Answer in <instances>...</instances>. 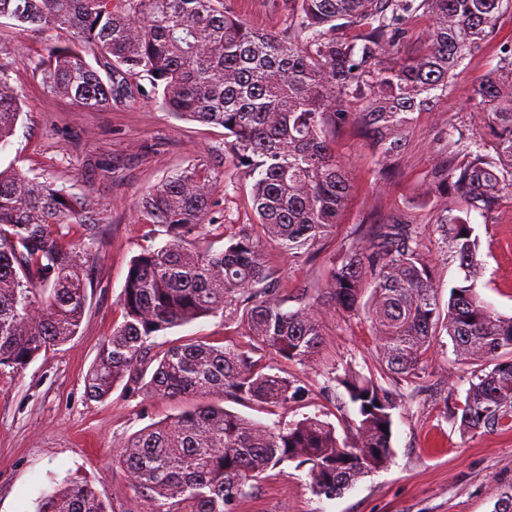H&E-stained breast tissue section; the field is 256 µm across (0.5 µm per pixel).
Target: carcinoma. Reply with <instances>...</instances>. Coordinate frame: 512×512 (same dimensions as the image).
<instances>
[{"instance_id": "obj_1", "label": "carcinoma", "mask_w": 512, "mask_h": 512, "mask_svg": "<svg viewBox=\"0 0 512 512\" xmlns=\"http://www.w3.org/2000/svg\"><path fill=\"white\" fill-rule=\"evenodd\" d=\"M507 10L512 0H288L283 36L250 28L226 0H0V18L45 35L30 70L47 94L97 111L159 94L176 117L223 128L234 164L226 181L206 161L190 163L138 201L140 220L164 240L130 262L122 321L86 375V397L103 402L126 381L167 399L228 393L284 408L301 401L304 387L265 371L252 354L312 362L321 311L314 303L285 307L266 246L307 253L340 223L352 185L333 147L336 130L360 127L381 178L394 179L417 115L448 97L456 71ZM420 11L432 24L405 54L407 25ZM61 31L72 41H60ZM15 66V55L0 56V151L23 113ZM472 100L485 136L448 131L451 149L440 151L426 187L460 270L446 307L420 225L400 218L359 225L326 290L334 310L355 314L371 289L366 314L389 381L420 377L434 339L446 333L458 360L478 364L461 427L494 433L512 427V316L477 292L482 262L471 213L488 214L512 194L511 46ZM243 180L256 221L240 225L220 251L199 247L206 226L224 227L214 186L236 189ZM450 197L464 203L456 214ZM100 209L90 194L0 167V365L21 370L78 334ZM219 312L246 327L248 345L195 340L146 358L160 333ZM340 383L357 407L354 438L338 437L316 416L268 429L207 403L129 437L114 460L146 491L151 512H235L248 482L295 460L309 466L313 492L330 499L386 465L384 429L397 408L388 390L357 371L345 369ZM36 512L108 510L92 484L68 482L44 491Z\"/></svg>"}]
</instances>
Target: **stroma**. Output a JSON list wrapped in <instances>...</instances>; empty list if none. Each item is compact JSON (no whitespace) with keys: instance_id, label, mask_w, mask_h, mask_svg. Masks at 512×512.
<instances>
[{"instance_id":"35a3bbf8","label":"stroma","mask_w":512,"mask_h":512,"mask_svg":"<svg viewBox=\"0 0 512 512\" xmlns=\"http://www.w3.org/2000/svg\"><path fill=\"white\" fill-rule=\"evenodd\" d=\"M230 6L248 26L277 33L287 26L285 12L272 0H230ZM511 44L512 12L507 11L458 70L447 101L418 117L399 160L398 178L380 179L377 159L359 127L337 131L334 148L350 165L352 200L318 251L293 258L271 248L278 294L287 308H297L301 295L324 293L328 269L358 225L382 224L391 217L424 225L425 243L437 260L438 295L447 299L459 271L444 257L438 210L424 185L446 125L479 137L471 90ZM13 79L25 90L24 113L0 162L15 163L32 177H52L70 193H92L103 213L77 336L42 352L23 370L0 365V512H35L43 491L65 481L92 483L108 512H149L143 491L114 461V451L190 402L152 397L126 383L106 401H91L84 394V379L113 325L122 320L120 297L131 259L154 242L152 225L138 218V200L199 158L218 170H231L224 131L176 118L155 98L112 111L85 110L47 95L26 67H18ZM471 222L482 262L477 292L499 314L512 316V198L503 197L489 214L472 213ZM322 319L315 363L289 362L269 350L262 354L273 372L306 388L301 402L282 409L228 397L224 408L269 428L316 415L332 424L338 436H355L356 408L337 377L349 366L382 378L378 338L365 314L327 307ZM189 340L244 346L249 338L243 325L216 315L166 330L152 350ZM474 369L456 360L447 336L438 337L423 378L396 388L399 406L393 412L392 455L385 468L328 499L314 494L307 466L288 462L249 482L237 512H493L501 488L512 484V428L473 434L446 411L463 403Z\"/></svg>"}]
</instances>
